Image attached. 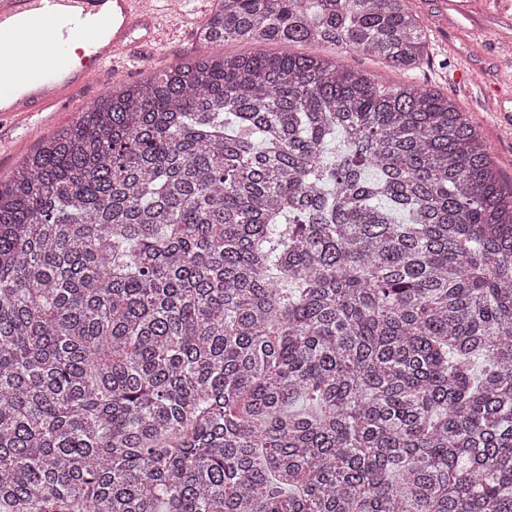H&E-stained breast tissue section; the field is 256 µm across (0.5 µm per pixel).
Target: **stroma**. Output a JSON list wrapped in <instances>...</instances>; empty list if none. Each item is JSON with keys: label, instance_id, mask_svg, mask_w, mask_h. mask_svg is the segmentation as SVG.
Instances as JSON below:
<instances>
[{"label": "stroma", "instance_id": "1", "mask_svg": "<svg viewBox=\"0 0 512 512\" xmlns=\"http://www.w3.org/2000/svg\"><path fill=\"white\" fill-rule=\"evenodd\" d=\"M409 0L408 6L423 24L428 53L411 71L404 72L368 56H338L334 46L298 43L265 46V53L342 58L352 68L374 75L382 83H416L448 96L479 130L491 149L504 184H512V0ZM206 11L188 9L162 45L117 74V84L135 81L176 66L210 49L195 38ZM73 112H43L22 117L12 130L0 135V176H15L23 159L58 129L72 123Z\"/></svg>", "mask_w": 512, "mask_h": 512}]
</instances>
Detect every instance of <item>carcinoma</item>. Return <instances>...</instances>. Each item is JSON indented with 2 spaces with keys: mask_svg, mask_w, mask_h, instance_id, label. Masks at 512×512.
Here are the masks:
<instances>
[{
  "mask_svg": "<svg viewBox=\"0 0 512 512\" xmlns=\"http://www.w3.org/2000/svg\"><path fill=\"white\" fill-rule=\"evenodd\" d=\"M407 2L216 0L197 39L410 70ZM0 512H512V187L467 116L222 54L28 155L0 181Z\"/></svg>",
  "mask_w": 512,
  "mask_h": 512,
  "instance_id": "carcinoma-1",
  "label": "carcinoma"
}]
</instances>
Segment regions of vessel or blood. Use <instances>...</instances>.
Wrapping results in <instances>:
<instances>
[{
	"instance_id": "vessel-or-blood-1",
	"label": "vessel or blood",
	"mask_w": 512,
	"mask_h": 512,
	"mask_svg": "<svg viewBox=\"0 0 512 512\" xmlns=\"http://www.w3.org/2000/svg\"><path fill=\"white\" fill-rule=\"evenodd\" d=\"M173 21L168 5L147 0H0V128L20 114L70 111L83 90L102 93Z\"/></svg>"
}]
</instances>
